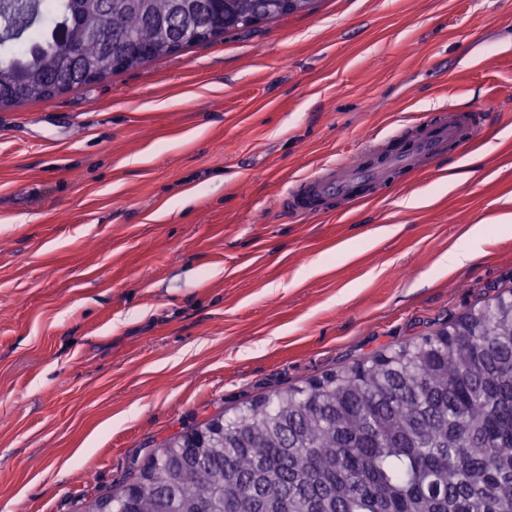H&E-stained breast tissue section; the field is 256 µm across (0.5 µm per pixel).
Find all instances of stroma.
I'll return each instance as SVG.
<instances>
[{
  "label": "stroma",
  "mask_w": 512,
  "mask_h": 512,
  "mask_svg": "<svg viewBox=\"0 0 512 512\" xmlns=\"http://www.w3.org/2000/svg\"><path fill=\"white\" fill-rule=\"evenodd\" d=\"M463 111V154L280 210L322 164ZM506 211L512 0H316L1 109L0 512H84L166 438L512 291ZM473 227L482 253L442 270Z\"/></svg>",
  "instance_id": "stroma-1"
}]
</instances>
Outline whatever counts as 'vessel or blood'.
I'll use <instances>...</instances> for the list:
<instances>
[{
	"label": "vessel or blood",
	"mask_w": 512,
	"mask_h": 512,
	"mask_svg": "<svg viewBox=\"0 0 512 512\" xmlns=\"http://www.w3.org/2000/svg\"><path fill=\"white\" fill-rule=\"evenodd\" d=\"M480 120L477 113H451L423 121L421 127L399 139L371 141L356 163H328L298 179L287 189L284 202L293 212L313 215L337 198L364 201L375 189L388 187L396 173L424 169L451 149L466 147L478 132Z\"/></svg>",
	"instance_id": "1"
}]
</instances>
